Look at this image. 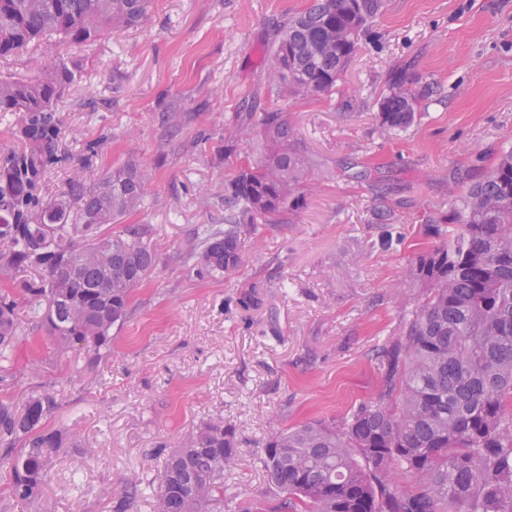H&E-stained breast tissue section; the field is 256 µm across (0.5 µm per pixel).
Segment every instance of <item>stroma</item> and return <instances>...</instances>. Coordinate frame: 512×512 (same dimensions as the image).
I'll list each match as a JSON object with an SVG mask.
<instances>
[{
	"instance_id": "1",
	"label": "stroma",
	"mask_w": 512,
	"mask_h": 512,
	"mask_svg": "<svg viewBox=\"0 0 512 512\" xmlns=\"http://www.w3.org/2000/svg\"><path fill=\"white\" fill-rule=\"evenodd\" d=\"M309 3L153 0L141 26L64 49L78 73L57 103L69 160L43 194L76 171L91 183L128 162L148 169L143 206L102 232L144 226L158 266L94 366L56 342L44 308L19 302L0 401L50 395L41 429L60 446L37 503L11 496L0 465V512H115L131 488L132 512H152L160 456L217 415L243 440L224 476V512H239L274 497L259 462L271 433L377 397L378 350L421 298L404 271L425 217L512 149V0H387L333 89L303 97L275 88L266 60L276 25ZM396 72L425 93L413 125L388 136L379 103ZM267 109L306 149L305 206L249 238L231 277H196L186 248L223 223L225 183L264 152L255 128L232 152L224 140L237 113Z\"/></svg>"
}]
</instances>
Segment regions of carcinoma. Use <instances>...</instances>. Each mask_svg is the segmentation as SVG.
<instances>
[{
	"label": "carcinoma",
	"instance_id": "cac0c4a2",
	"mask_svg": "<svg viewBox=\"0 0 512 512\" xmlns=\"http://www.w3.org/2000/svg\"><path fill=\"white\" fill-rule=\"evenodd\" d=\"M150 0H0V57L34 42L76 47L104 32L137 27ZM385 0H311L278 25L270 77L280 91H329ZM76 80L57 55L32 76L0 78V112L20 113L17 145L0 153V274L34 269L12 287L46 302L51 334L81 344L89 363L110 351L132 290L157 257L138 226L100 233L142 206L150 174L133 163L93 184L69 181L55 200L42 177L61 162L56 102ZM421 95L394 75L379 125L401 132ZM261 129L262 159L224 186V224L197 230L186 250L199 277L229 276L244 262L247 238L288 224L305 205L309 165L281 113L248 112L239 127ZM440 244L418 253L405 280L423 290L397 337L379 352L377 398L340 423L306 422L272 433L260 462L289 512H512V151L471 182L448 213L427 219ZM17 302L0 296V360L20 333ZM54 406L45 394L16 407L0 403V440L24 441L9 462L10 492L39 501L52 450L40 432ZM235 430L218 416L190 433L157 466L154 512H224V473L237 459ZM415 479L400 492L395 477Z\"/></svg>",
	"mask_w": 512,
	"mask_h": 512
}]
</instances>
